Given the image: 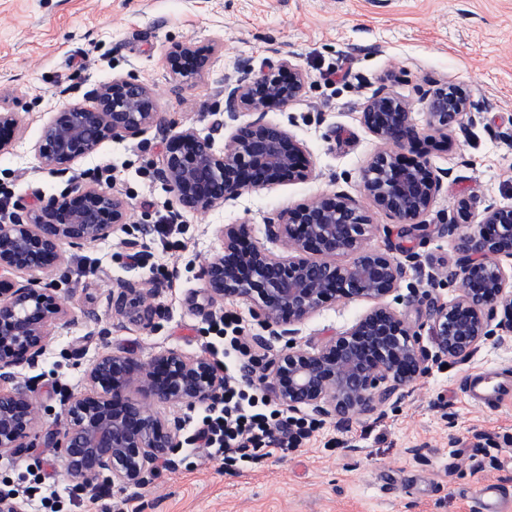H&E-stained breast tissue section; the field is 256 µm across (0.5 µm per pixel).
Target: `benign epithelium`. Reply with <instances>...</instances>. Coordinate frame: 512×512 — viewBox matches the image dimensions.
Wrapping results in <instances>:
<instances>
[{
	"mask_svg": "<svg viewBox=\"0 0 512 512\" xmlns=\"http://www.w3.org/2000/svg\"><path fill=\"white\" fill-rule=\"evenodd\" d=\"M220 48L175 44L166 54L174 81L191 86L210 69ZM240 73L224 84L223 117L209 133L193 127L168 134L154 177L174 194L182 210L206 213L243 193L270 185L306 180L311 174L306 146L287 130L264 121L266 109L286 105L303 91L307 75L287 59L255 66L238 61ZM93 106L60 109L44 127L38 152L56 171L95 154L108 140L139 138L158 126L155 92L129 77L114 78L90 91ZM0 96V153L9 149L21 118ZM426 126L413 121V101L384 88L361 112L362 123L381 145L363 173V190L374 206L409 237L423 225L450 172L435 169L422 156L404 163L398 150L420 139L445 138L464 131V117L481 111L458 85L423 92ZM256 114L239 122L240 114ZM232 127L224 149L215 136ZM129 210L111 188L76 184L35 207H23L0 224V279L16 271L26 282L0 291V456L26 447L42 421L40 404L22 379L46 349L49 330L68 311L49 278L65 262L64 247L106 240L126 229ZM458 259L448 279L457 295L441 302L421 300L439 352L448 358L473 353L481 343L512 335V206L487 203L481 212L460 201L447 217ZM373 228L364 208L344 192L318 195L287 208L264 225L265 239L279 242L276 254L256 241L250 225L226 224L222 251L205 259L202 280L211 302L239 296L252 303L264 334L253 337L271 354L262 381L290 411L305 408L321 420L347 426L372 414L401 389L429 371V353L419 333L387 302L406 275L402 261L368 247ZM352 254L351 263L336 257ZM156 289L124 282L112 291V310L145 327H154L164 308ZM366 299L372 307L348 330L308 349L294 339L324 304ZM507 318L492 329L497 309ZM501 334H496V330ZM224 397V369L206 354L188 357L168 349L148 361L127 353H101L89 366L85 384L61 404V427L44 434L57 449L70 481L83 488L148 485L155 463L172 459L180 446L182 422L164 418L157 408L183 404L217 406Z\"/></svg>",
	"mask_w": 512,
	"mask_h": 512,
	"instance_id": "1",
	"label": "benign epithelium"
}]
</instances>
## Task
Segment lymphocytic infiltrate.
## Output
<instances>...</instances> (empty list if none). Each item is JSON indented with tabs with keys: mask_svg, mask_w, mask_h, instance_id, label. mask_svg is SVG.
<instances>
[{
	"mask_svg": "<svg viewBox=\"0 0 512 512\" xmlns=\"http://www.w3.org/2000/svg\"><path fill=\"white\" fill-rule=\"evenodd\" d=\"M224 327L228 331L224 354L234 360L224 376V402L218 411L203 418L190 438L191 444L208 457L243 462L261 448L272 454L298 448L309 438L311 426L272 405L266 397L240 388L237 376L252 365V347L237 315L226 316Z\"/></svg>",
	"mask_w": 512,
	"mask_h": 512,
	"instance_id": "lymphocytic-infiltrate-1",
	"label": "lymphocytic infiltrate"
}]
</instances>
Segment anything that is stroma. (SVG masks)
<instances>
[{"label": "stroma", "mask_w": 512, "mask_h": 512, "mask_svg": "<svg viewBox=\"0 0 512 512\" xmlns=\"http://www.w3.org/2000/svg\"><path fill=\"white\" fill-rule=\"evenodd\" d=\"M221 36L213 71L176 88L165 57L177 43ZM289 58L307 74L301 96L271 106L266 122L303 142L313 169L305 181L243 193L205 214L179 212L170 190L154 179L164 144L157 130L103 143L66 172L42 163L35 146L55 111L90 105L89 91L115 77H134L159 94V113L171 131H205L224 107V84L236 62ZM462 86L483 110L467 135L427 146L434 167L451 170L425 228L400 238L395 221L372 207L362 174L378 149L360 116L379 88L418 100L434 85ZM0 90L17 96L23 122L13 151L0 154V188L9 211L66 192L112 166L109 187L129 204L126 231L67 249L52 286L64 296L67 318L55 325L45 353L25 372L55 424L62 400L84 383L104 350L146 360L174 348L207 353L224 312L240 315L248 335L262 328L241 297L210 302L201 264L222 245L220 230L248 222L256 238L286 208L319 194L346 191L366 207L374 225L371 248L410 250L402 293L455 294L444 276L456 254L444 230L460 200L476 208L512 205V0H0ZM178 224L166 239L141 225ZM135 238L146 257L135 266L121 241ZM125 281L155 282L166 315L155 328L127 321L114 327L109 299ZM370 307L339 300L299 327L298 344L314 347L348 330ZM109 337H102V330ZM512 376V343L490 340L464 359L441 358L407 385L398 400L348 426L323 421L297 450L259 456L256 464L225 470L179 449L171 469L156 470L140 489L74 488L54 449L33 447L0 457V490H20L45 477L57 493L42 512H480V492L494 483L512 492V396L495 407L472 405L461 382L475 373Z\"/></svg>", "instance_id": "1"}]
</instances>
